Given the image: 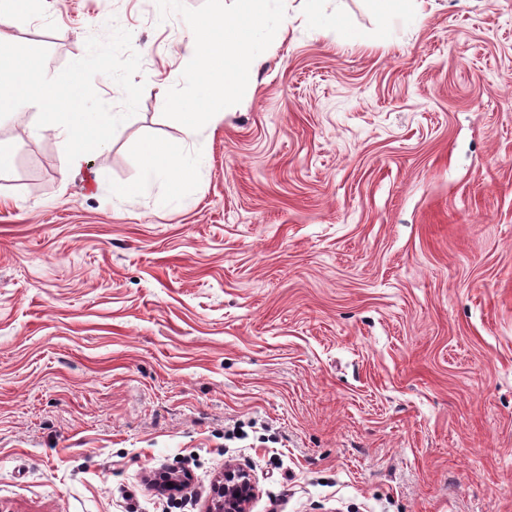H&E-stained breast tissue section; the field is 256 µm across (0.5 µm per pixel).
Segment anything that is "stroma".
Wrapping results in <instances>:
<instances>
[{"instance_id":"35a3bbf8","label":"stroma","mask_w":512,"mask_h":512,"mask_svg":"<svg viewBox=\"0 0 512 512\" xmlns=\"http://www.w3.org/2000/svg\"><path fill=\"white\" fill-rule=\"evenodd\" d=\"M284 4L191 137L155 0L12 28L51 76L128 30L145 89L77 174L36 110L0 119V512H206L228 463L249 512H512V0H320L356 42ZM154 139L195 176H145ZM309 23L314 27L333 33L335 37L337 34L349 41H356L361 37L360 33L344 26L341 19L338 17H335L334 20H329L314 13L310 16Z\"/></svg>"}]
</instances>
